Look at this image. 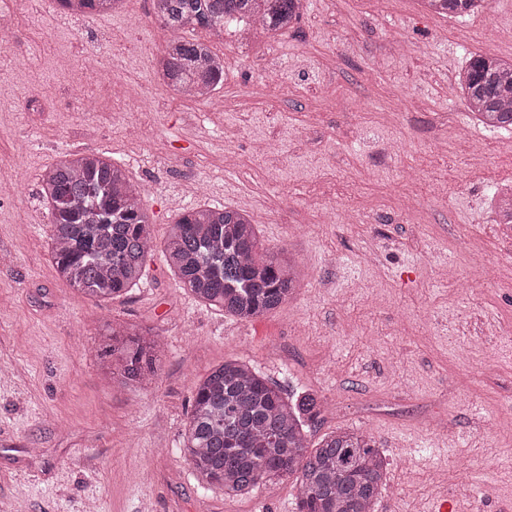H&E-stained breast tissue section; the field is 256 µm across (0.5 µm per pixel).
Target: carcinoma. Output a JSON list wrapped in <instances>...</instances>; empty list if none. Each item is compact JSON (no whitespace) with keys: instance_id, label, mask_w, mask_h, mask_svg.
<instances>
[{"instance_id":"carcinoma-1","label":"carcinoma","mask_w":512,"mask_h":512,"mask_svg":"<svg viewBox=\"0 0 512 512\" xmlns=\"http://www.w3.org/2000/svg\"><path fill=\"white\" fill-rule=\"evenodd\" d=\"M73 15L103 13L122 0H59ZM304 0H152L154 18L170 32L158 72L167 86L199 97L224 84V60L210 45L184 36L272 37L301 16ZM438 14L467 15L488 0H424ZM469 112L488 128H512V62L472 54L459 74ZM50 215L55 271L79 295L114 299L142 279L154 250L141 192L126 169L93 151L68 154L41 176ZM162 254L200 301L241 321L288 302L301 272L291 258L263 251L257 225L239 210L197 206L171 225ZM161 345L148 330L110 328L100 356L124 382L148 384L160 369ZM314 392L284 395L238 360L214 367L194 387L185 451L193 470L224 494H248L262 482L295 478L298 512H374L389 462L372 438L339 429L309 448L305 428L321 413Z\"/></svg>"}]
</instances>
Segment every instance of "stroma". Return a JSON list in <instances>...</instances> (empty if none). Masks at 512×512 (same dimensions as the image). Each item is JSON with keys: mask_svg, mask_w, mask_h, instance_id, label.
<instances>
[{"mask_svg": "<svg viewBox=\"0 0 512 512\" xmlns=\"http://www.w3.org/2000/svg\"><path fill=\"white\" fill-rule=\"evenodd\" d=\"M195 36L224 59L208 101L160 83L168 33L151 0L26 10L0 46V167L16 172L0 187V512H296L294 479L229 497L185 457L194 386L227 359L323 397L309 444L339 428L372 437L391 462L374 512H427L442 493L457 512H512V237L487 205L512 184V131L472 124L456 90L469 54L512 60V0L460 19L419 0H306L271 40ZM22 53L25 70L11 64ZM85 54L102 71L87 112L74 87ZM142 96L155 111L137 110ZM265 141L278 163L256 154ZM86 150L144 187L156 242L183 208L245 210L266 248L298 262L293 298L224 316L157 250L122 297L74 292L53 266L40 180ZM331 199L353 223H319ZM480 254L502 267L480 274ZM112 323L157 335L152 383L123 385L101 361ZM123 0H59L64 12L73 15L85 13H103L118 8Z\"/></svg>", "mask_w": 512, "mask_h": 512, "instance_id": "35a3bbf8", "label": "stroma"}]
</instances>
